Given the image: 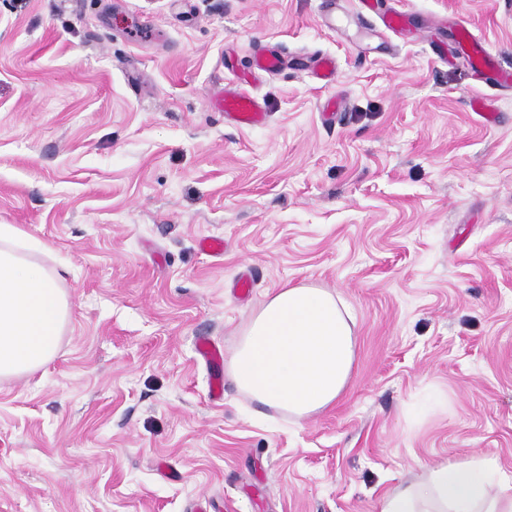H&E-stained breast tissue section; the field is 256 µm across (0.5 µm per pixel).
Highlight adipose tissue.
<instances>
[{
	"label": "adipose tissue",
	"mask_w": 512,
	"mask_h": 512,
	"mask_svg": "<svg viewBox=\"0 0 512 512\" xmlns=\"http://www.w3.org/2000/svg\"><path fill=\"white\" fill-rule=\"evenodd\" d=\"M44 247L13 224H0V376L36 370L57 352L69 320L58 270L37 261ZM353 319L322 288H281L251 316L227 364L236 387L257 402L307 418L332 406L355 360ZM379 512H512V473L474 456L433 467L402 485Z\"/></svg>",
	"instance_id": "obj_1"
}]
</instances>
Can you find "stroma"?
Segmentation results:
<instances>
[{"label":"stroma","mask_w":512,"mask_h":512,"mask_svg":"<svg viewBox=\"0 0 512 512\" xmlns=\"http://www.w3.org/2000/svg\"><path fill=\"white\" fill-rule=\"evenodd\" d=\"M329 2L0 0V224L70 306L55 357L0 377V512H377L446 460L512 472V90L440 58L464 29L512 69V0H388L410 27L372 50ZM263 48L287 65L251 78ZM237 86L264 126L215 109ZM299 285L353 315L342 396L212 401L199 341L232 355Z\"/></svg>","instance_id":"stroma-1"}]
</instances>
